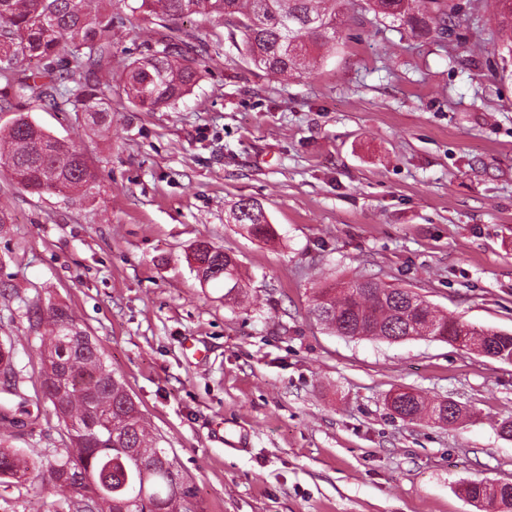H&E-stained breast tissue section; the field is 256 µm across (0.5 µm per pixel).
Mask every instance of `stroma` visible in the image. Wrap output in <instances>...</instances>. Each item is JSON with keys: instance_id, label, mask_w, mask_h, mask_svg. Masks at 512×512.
Instances as JSON below:
<instances>
[{"instance_id": "1", "label": "stroma", "mask_w": 512, "mask_h": 512, "mask_svg": "<svg viewBox=\"0 0 512 512\" xmlns=\"http://www.w3.org/2000/svg\"><path fill=\"white\" fill-rule=\"evenodd\" d=\"M452 39L347 9L335 51L303 76L244 59L242 34L193 17L219 53L175 107L113 100L102 131L73 112L30 118L82 148L93 196L32 195L0 167V343L11 344L36 426L14 448L58 451L28 300L67 306L192 477L202 512H483L470 480L512 483V363L448 342L354 339L309 313L323 282L373 277L476 327L512 333V82L496 75L492 0H459ZM161 29L112 30V73ZM274 229L233 223L240 199ZM233 254L225 296L189 255ZM460 404L453 425L395 415L389 391ZM31 483L0 512H59Z\"/></svg>"}]
</instances>
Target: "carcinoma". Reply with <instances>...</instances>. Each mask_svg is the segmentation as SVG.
Returning <instances> with one entry per match:
<instances>
[{"label":"carcinoma","mask_w":512,"mask_h":512,"mask_svg":"<svg viewBox=\"0 0 512 512\" xmlns=\"http://www.w3.org/2000/svg\"><path fill=\"white\" fill-rule=\"evenodd\" d=\"M350 0H0V57L38 59L43 71L15 75L0 71V111H15L0 130V158L11 180L34 195L94 189L95 175L86 154L54 138L21 112L33 100L44 108L82 112L89 124L112 127V94L124 96L148 112L170 108L198 81L196 61L205 49L178 35L175 24L193 16L217 15L242 32L244 56L274 75L309 74L320 64V50L336 45L343 7ZM366 8L393 25L438 39L453 32L461 6L453 0H364ZM494 20L508 37L498 47L500 79L512 81V0H494ZM146 13L163 22L165 32L152 53L126 64L118 88H112L111 38L121 11ZM73 68L64 72L57 63ZM75 86L70 87L68 83ZM256 202L241 199L233 210L259 239L270 236ZM191 258L224 269L228 292L240 288L238 263L220 248ZM336 281L317 289L310 313L328 329L348 337L407 336L416 327L404 319L411 291L371 278ZM29 326L38 333L43 395L65 430L67 448L52 455L43 448L24 454L0 446V485L32 482L39 491L61 496L68 512H199L191 478L177 458L159 446L124 381L106 365L97 342L68 307L40 301L25 304ZM418 324L446 333V341L464 338L485 347L497 359L512 362V334L478 329L416 301ZM0 374L17 377L14 353L0 347ZM12 402L0 401V428L21 424ZM430 418L452 424L438 398L406 397L400 417ZM474 500L495 501L512 512V483L473 482Z\"/></svg>","instance_id":"obj_1"}]
</instances>
